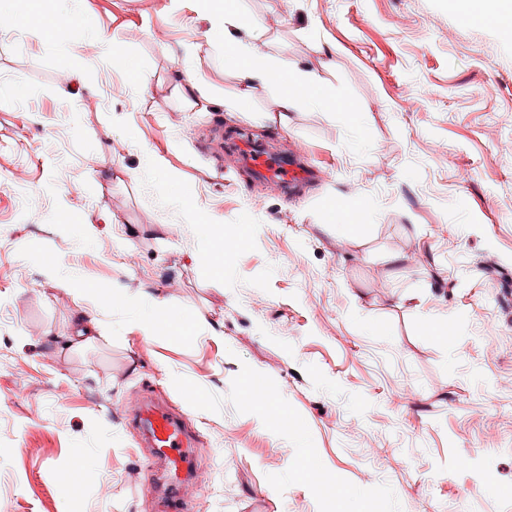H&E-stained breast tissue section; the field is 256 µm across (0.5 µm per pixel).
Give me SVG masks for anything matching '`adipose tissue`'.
<instances>
[{
  "instance_id": "adipose-tissue-1",
  "label": "adipose tissue",
  "mask_w": 512,
  "mask_h": 512,
  "mask_svg": "<svg viewBox=\"0 0 512 512\" xmlns=\"http://www.w3.org/2000/svg\"><path fill=\"white\" fill-rule=\"evenodd\" d=\"M232 53L245 62L240 73L245 83L276 84L282 81L287 82L290 91L279 100L280 111H288L290 107L299 102L316 108L331 107L332 102L329 98L316 93L315 83L307 72L296 67L282 69L277 61L260 54L256 48L249 44H235Z\"/></svg>"
}]
</instances>
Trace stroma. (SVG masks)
Listing matches in <instances>:
<instances>
[{"label":"stroma","instance_id":"stroma-1","mask_svg":"<svg viewBox=\"0 0 512 512\" xmlns=\"http://www.w3.org/2000/svg\"><path fill=\"white\" fill-rule=\"evenodd\" d=\"M90 4L71 26L0 0V503L159 512L167 465L127 415L148 397L196 438L185 512H512V33L468 0H244L226 35L191 0ZM234 41L335 108L280 124L287 85L243 83ZM245 130L313 176L253 178ZM81 318L103 336L76 350ZM182 70L180 73L179 83L177 85L180 88L182 97L188 107L193 108L197 106L196 93L200 91L194 74L192 72L193 66L190 57L185 59ZM132 306L130 313L132 328L142 332L145 337L155 336L164 323L163 304L144 292L132 300Z\"/></svg>","mask_w":512,"mask_h":512}]
</instances>
